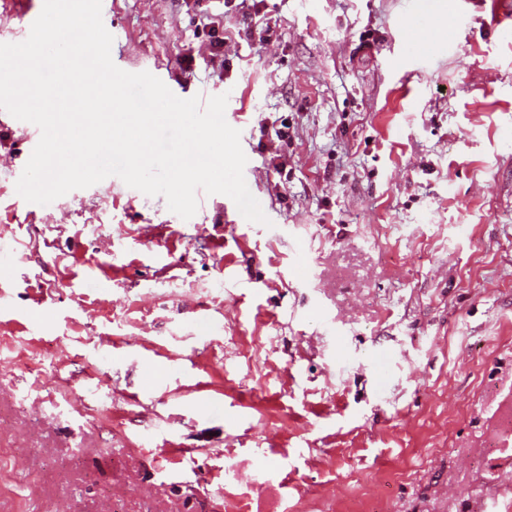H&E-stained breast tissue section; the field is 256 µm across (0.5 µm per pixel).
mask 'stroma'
<instances>
[{
	"mask_svg": "<svg viewBox=\"0 0 512 512\" xmlns=\"http://www.w3.org/2000/svg\"><path fill=\"white\" fill-rule=\"evenodd\" d=\"M413 2L102 0L118 68L227 95L264 225L23 203L0 119V512H512V18L425 0L417 55Z\"/></svg>",
	"mask_w": 512,
	"mask_h": 512,
	"instance_id": "stroma-1",
	"label": "stroma"
}]
</instances>
